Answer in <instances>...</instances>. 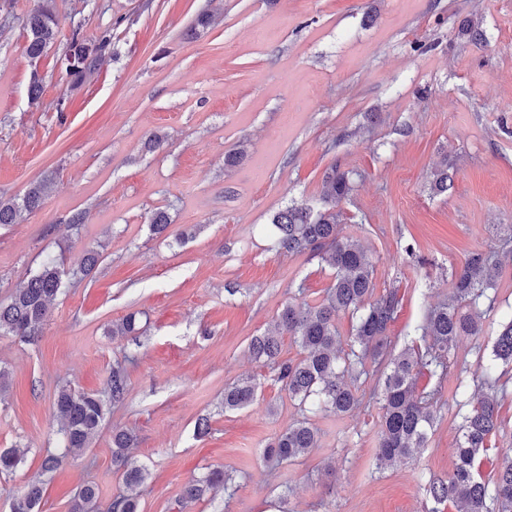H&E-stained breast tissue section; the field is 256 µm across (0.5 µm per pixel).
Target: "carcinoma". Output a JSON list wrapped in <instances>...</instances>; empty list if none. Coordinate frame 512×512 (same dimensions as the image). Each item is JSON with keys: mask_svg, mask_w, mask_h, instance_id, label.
I'll use <instances>...</instances> for the list:
<instances>
[{"mask_svg": "<svg viewBox=\"0 0 512 512\" xmlns=\"http://www.w3.org/2000/svg\"><path fill=\"white\" fill-rule=\"evenodd\" d=\"M28 34L27 54L39 60L55 42L58 22L52 0H39L24 21ZM112 46V31L106 30L94 39L82 34V25L72 30L65 57L71 61L67 74L73 83H81L93 73ZM451 186L448 162L431 173L430 189L444 194ZM44 184H34L21 198L0 197V226L17 222L21 212H33L43 203ZM353 190L348 172L330 168L323 177L326 208L314 212L304 204L294 203L272 218L279 251L288 254L309 253L334 269L332 285L317 305L290 301L281 313L277 328L251 338V355L277 371V381L292 401L304 405L311 401L317 407L338 417L345 416L364 400L375 401L380 410L379 442L375 465L387 468L397 461H412L428 446L435 423L446 407L441 380L458 363L461 340L482 335L481 316L474 307L493 287L502 271L512 265V247L476 250L468 254L460 268L452 272V288L448 300L430 309L425 316L422 333L413 345L398 355L386 358L388 331L395 318L400 299L397 291L375 293L374 266L364 249L340 234L336 206ZM100 253L89 249L73 263L69 271L61 269L54 259L45 260L16 289L10 301L0 304V336H14L23 341L37 339L50 312V303L59 292L64 274L82 280L99 261ZM351 315L349 336H341L336 316ZM139 330L136 314L131 313L112 325V336H129ZM288 335L300 348L301 358L280 360L282 336ZM377 366L379 390L365 395L358 382L370 376L367 364ZM512 364V317L502 324L492 349V359L479 365L482 393L475 401L456 402L458 435L453 448L454 465L446 477L429 475L427 491L434 504H452L458 512H512V450L498 461L488 477L474 470L475 459L490 448V439L501 428L499 407L506 392L496 376L498 364ZM438 382L417 389L421 371ZM258 384L245 378L224 388V411L248 407L256 398ZM108 398L85 392L70 385L57 390L55 408L59 420L63 452H47L41 466L51 472L57 469L75 449L88 448L97 435L108 411V405L124 399L127 378L124 370L114 368L108 378ZM319 430L304 418L279 432L270 443L267 454L280 463H291L318 447ZM136 441L133 432L115 429L112 433V464L122 471L127 488L145 483L148 473L128 456ZM22 461L15 450L0 451V472L13 471ZM233 475L213 469L204 477L188 484L183 492L187 500H198L209 491L229 488ZM42 488L30 485L21 495V512H35ZM112 512H138L139 503L132 495L112 501ZM72 512H99L98 492L86 484L74 497Z\"/></svg>", "mask_w": 512, "mask_h": 512, "instance_id": "carcinoma-1", "label": "carcinoma"}]
</instances>
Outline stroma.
I'll return each instance as SVG.
<instances>
[{"label": "stroma", "instance_id": "1", "mask_svg": "<svg viewBox=\"0 0 512 512\" xmlns=\"http://www.w3.org/2000/svg\"><path fill=\"white\" fill-rule=\"evenodd\" d=\"M37 3L0 0L12 20L0 33V196L46 178L54 186L39 210L0 226V303L46 258L69 265L94 248L102 259L61 288L37 341L0 336V449L25 452L0 474V512L31 484L44 487L38 512H70L88 482L109 507L127 492L112 464L117 428L134 432L130 456L149 472L140 512H431L423 477L453 468L452 415L414 461L377 469L378 407L336 418L298 406L248 343L295 291L315 305L332 283L320 258L279 252L270 226L294 202L322 209L331 167L355 180L339 205L341 234L366 250L378 289L402 299L394 351L447 298L452 268L498 246L497 225L512 224V0H53L57 39L34 63L23 20ZM206 11L212 25L190 35ZM472 21L481 41L463 32ZM77 25L88 38L111 30L112 51L76 85L64 53ZM148 132L165 136L163 151L144 150ZM236 150L243 160L225 168ZM444 160L453 185L434 195L430 175ZM77 210L86 219L76 234L66 220ZM161 210L170 225L157 236L149 219ZM477 310L484 333L461 342L470 369L449 374L445 400L479 395L471 369L491 359L512 317L511 271ZM133 312L138 333L112 337ZM118 365L124 402L89 448L44 472L58 444V388L107 394ZM498 373L509 394L503 429L477 461L485 474L512 448V367ZM244 377L256 379V400L225 411V387ZM304 417L320 430L318 448L269 460L273 437ZM216 468L232 472L234 494L183 501L185 486Z\"/></svg>", "mask_w": 512, "mask_h": 512}]
</instances>
